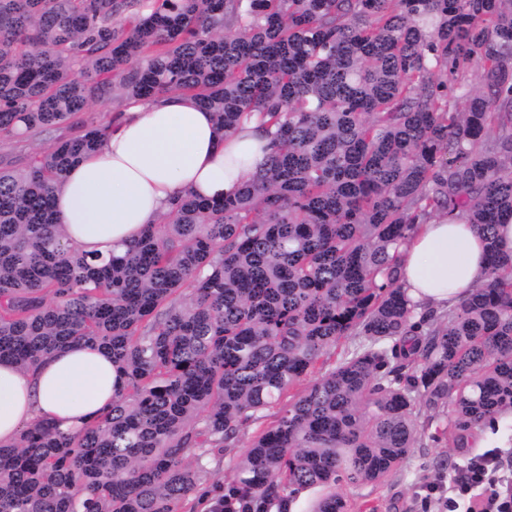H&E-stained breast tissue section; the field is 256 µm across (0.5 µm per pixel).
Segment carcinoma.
Here are the masks:
<instances>
[{
    "instance_id": "carcinoma-1",
    "label": "carcinoma",
    "mask_w": 512,
    "mask_h": 512,
    "mask_svg": "<svg viewBox=\"0 0 512 512\" xmlns=\"http://www.w3.org/2000/svg\"><path fill=\"white\" fill-rule=\"evenodd\" d=\"M166 91L226 132L262 113L264 170L222 201L185 193L122 253L72 251L53 195L108 128L73 118ZM60 129L0 168V359L32 368L84 341L127 387L75 434L37 420L0 445V512H187L204 460L249 431L240 499L307 489L312 512H348L342 484L384 482L423 424L465 448L512 410L495 243L512 0H0V135ZM439 220L476 227L488 277L419 314L399 248Z\"/></svg>"
}]
</instances>
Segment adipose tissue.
<instances>
[{
    "label": "adipose tissue",
    "mask_w": 512,
    "mask_h": 512,
    "mask_svg": "<svg viewBox=\"0 0 512 512\" xmlns=\"http://www.w3.org/2000/svg\"><path fill=\"white\" fill-rule=\"evenodd\" d=\"M271 144L258 116L224 133L191 97L161 93L112 113L98 149L63 175L55 209L79 253L124 251L185 192L220 200L265 165ZM401 284L412 303L445 309L488 272L483 238L469 224L421 225L402 247ZM126 385L112 357L73 343L31 370L0 360V444L38 419L73 433L112 407Z\"/></svg>",
    "instance_id": "ef3b65f1"
}]
</instances>
